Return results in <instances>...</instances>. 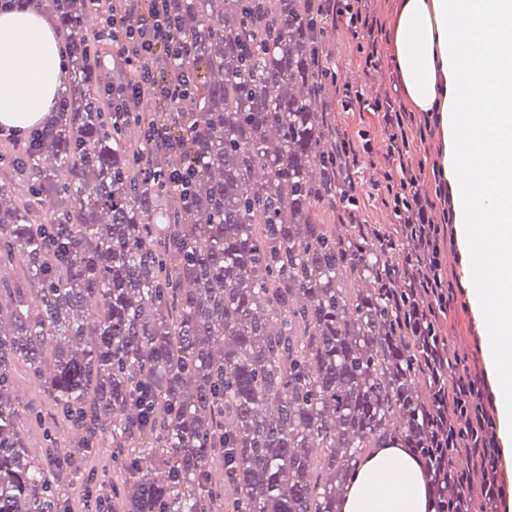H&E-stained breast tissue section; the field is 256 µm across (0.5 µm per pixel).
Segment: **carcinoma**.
I'll return each instance as SVG.
<instances>
[{
	"label": "carcinoma",
	"instance_id": "1",
	"mask_svg": "<svg viewBox=\"0 0 512 512\" xmlns=\"http://www.w3.org/2000/svg\"><path fill=\"white\" fill-rule=\"evenodd\" d=\"M53 12L68 62L37 131L29 193L0 183V512H64L76 460L112 449V512H338L365 451L411 448L436 512H494L496 424L473 363L440 335L434 248L405 226L314 224L347 169L319 110L322 0H180L206 37L187 141L191 204L140 177L133 120L94 94L93 0ZM365 279L361 290L347 283ZM23 365L72 445L25 433ZM473 465L460 470L456 458ZM164 473L159 481L154 471Z\"/></svg>",
	"mask_w": 512,
	"mask_h": 512
}]
</instances>
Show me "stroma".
Instances as JSON below:
<instances>
[{
    "label": "stroma",
    "mask_w": 512,
    "mask_h": 512,
    "mask_svg": "<svg viewBox=\"0 0 512 512\" xmlns=\"http://www.w3.org/2000/svg\"><path fill=\"white\" fill-rule=\"evenodd\" d=\"M401 3L402 0H371L370 9L381 26L379 38L384 55L376 71L365 69L364 55L343 20L333 16L328 19L336 28L328 47L336 80L329 86L320 108L337 133L357 153V161L350 165L348 175L359 190L355 218L359 224L390 225L394 222L391 210L383 202L385 189L382 182L386 167L382 156L387 134L381 113L372 111L370 105L383 91L385 77L395 72L391 40ZM349 85L358 90L359 100L345 101L344 91ZM442 149L439 129L430 128L424 138H413L404 162L421 171L422 192L431 202L428 212L440 228V268L444 280L450 285L440 315L441 332L458 352L475 363L482 379L483 393L491 397L495 390L488 374L489 344L472 304L471 266L462 251L459 226L447 221L444 202L435 192L442 178L434 174L433 167L441 163Z\"/></svg>",
    "instance_id": "1"
}]
</instances>
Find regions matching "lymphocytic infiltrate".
Listing matches in <instances>:
<instances>
[{"label": "lymphocytic infiltrate", "mask_w": 512, "mask_h": 512, "mask_svg": "<svg viewBox=\"0 0 512 512\" xmlns=\"http://www.w3.org/2000/svg\"><path fill=\"white\" fill-rule=\"evenodd\" d=\"M370 0H329L337 15L344 17L352 36L368 35L367 66L380 64L373 37L376 20L369 13ZM178 0H114L104 20V32L111 38L136 80H123L109 94L115 111L126 116L164 106L184 112L195 103L196 77L184 67L193 45L182 34ZM372 110L382 113L387 126L389 156H403L409 146L408 117L397 110L390 95L375 98ZM420 178L410 168H401L399 178H387L385 189L392 213L400 224H427L428 201L421 193Z\"/></svg>", "instance_id": "lymphocytic-infiltrate-1"}]
</instances>
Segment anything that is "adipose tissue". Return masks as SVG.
Wrapping results in <instances>:
<instances>
[{
	"mask_svg": "<svg viewBox=\"0 0 512 512\" xmlns=\"http://www.w3.org/2000/svg\"><path fill=\"white\" fill-rule=\"evenodd\" d=\"M406 97L435 113L442 176L453 183L457 223L484 215L467 251L484 258L492 285L475 303L493 345L512 347V0H403L392 36ZM62 54L54 27L32 8L0 11V130L42 124L55 103ZM492 98L475 114V98ZM480 166H473V159ZM472 164L468 181L458 178ZM340 512H434L424 466L413 449L389 445L362 457Z\"/></svg>",
	"mask_w": 512,
	"mask_h": 512,
	"instance_id": "obj_1",
	"label": "adipose tissue"
}]
</instances>
